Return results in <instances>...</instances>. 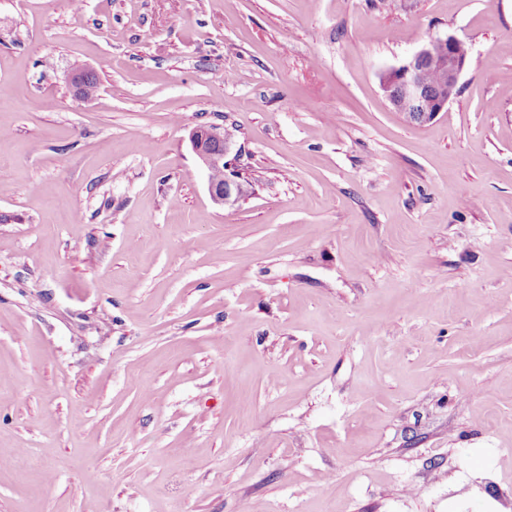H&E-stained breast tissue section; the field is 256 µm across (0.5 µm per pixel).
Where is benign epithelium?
<instances>
[{
	"instance_id": "7a95c632",
	"label": "benign epithelium",
	"mask_w": 512,
	"mask_h": 512,
	"mask_svg": "<svg viewBox=\"0 0 512 512\" xmlns=\"http://www.w3.org/2000/svg\"><path fill=\"white\" fill-rule=\"evenodd\" d=\"M463 41L454 35L436 38L424 44L408 60L389 69L381 76V88L392 108L404 117H415L422 124L434 119L457 94L460 75L468 52L462 50ZM429 66L436 70L438 84L422 82L421 71ZM191 144L206 170L228 166L226 156L232 143L215 127H197L191 133ZM213 201L219 205H233L245 194V185L224 178V185L208 183Z\"/></svg>"
}]
</instances>
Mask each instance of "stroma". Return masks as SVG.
Here are the masks:
<instances>
[{
	"label": "stroma",
	"instance_id": "stroma-1",
	"mask_svg": "<svg viewBox=\"0 0 512 512\" xmlns=\"http://www.w3.org/2000/svg\"><path fill=\"white\" fill-rule=\"evenodd\" d=\"M0 512H512V0H0ZM454 35L432 39L398 67L381 76V88L392 108L403 117L414 116L415 124L434 119L457 94L460 75L468 52ZM438 45V52L433 47ZM425 66L436 70L438 84L428 86L421 80ZM231 139L229 134L218 131L216 127H197L191 133V144L203 166L209 173L210 180L222 187H217L208 178V191L213 201L219 205H234L245 194V185L233 178L224 176V169L231 165L230 161H224L230 154L232 143L224 139ZM221 168H215L219 166ZM211 169H213L211 171Z\"/></svg>",
	"mask_w": 512,
	"mask_h": 512
}]
</instances>
